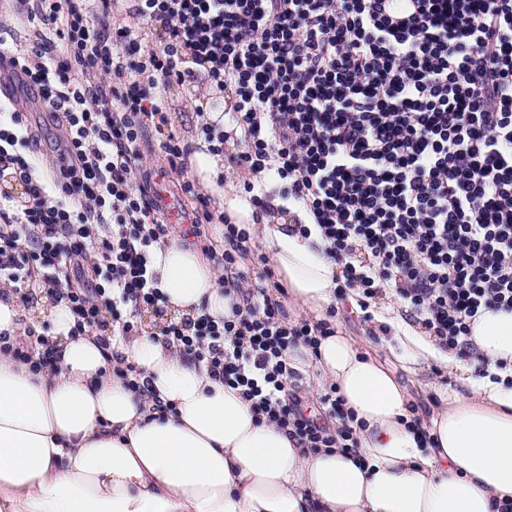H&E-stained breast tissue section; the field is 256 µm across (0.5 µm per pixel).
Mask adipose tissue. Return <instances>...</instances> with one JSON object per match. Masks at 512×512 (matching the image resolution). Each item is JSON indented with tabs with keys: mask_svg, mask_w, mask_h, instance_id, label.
Returning <instances> with one entry per match:
<instances>
[{
	"mask_svg": "<svg viewBox=\"0 0 512 512\" xmlns=\"http://www.w3.org/2000/svg\"><path fill=\"white\" fill-rule=\"evenodd\" d=\"M222 208L250 225L297 309L325 320L342 268L318 228L303 237L283 217L256 220L233 192ZM151 261L172 313H229L196 250L172 238ZM48 317L54 369L33 372L0 350V512H497L512 500V385L492 379L496 360L512 361V311L477 318L471 361L400 316L390 321L399 345L391 361L373 352L372 337L339 331L317 352L291 350V368L335 385L363 421L353 454L300 448L258 420L239 390L157 337L104 346L71 338L65 305H51ZM122 363L139 371L148 394L115 376ZM432 366L455 384L435 387L438 402L416 429L402 377Z\"/></svg>",
	"mask_w": 512,
	"mask_h": 512,
	"instance_id": "1",
	"label": "adipose tissue"
}]
</instances>
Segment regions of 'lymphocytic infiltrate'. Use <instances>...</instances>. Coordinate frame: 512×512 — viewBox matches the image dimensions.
<instances>
[{
	"instance_id": "f902f5d3",
	"label": "lymphocytic infiltrate",
	"mask_w": 512,
	"mask_h": 512,
	"mask_svg": "<svg viewBox=\"0 0 512 512\" xmlns=\"http://www.w3.org/2000/svg\"><path fill=\"white\" fill-rule=\"evenodd\" d=\"M386 2L131 0V24L116 25L110 0H16L37 31L28 55H10L15 71L63 134L40 175L15 150L37 146L27 113L0 102V182L23 188L0 186V283L20 294L39 280L70 309L74 336H135L140 311L164 315L150 254L169 226L135 179L164 109L158 87L196 64L216 98L232 95L252 205L277 196L305 209L297 231L317 226L342 265L339 299L389 289L440 346L470 356L472 320L512 309V0H416L400 21ZM145 24L160 28L150 46ZM198 202L197 221L223 226L208 255L231 313L166 320L162 343L300 447L355 452V414L335 387L313 416L288 365L328 323L289 319L263 286L267 255L238 265L248 229Z\"/></svg>"
}]
</instances>
